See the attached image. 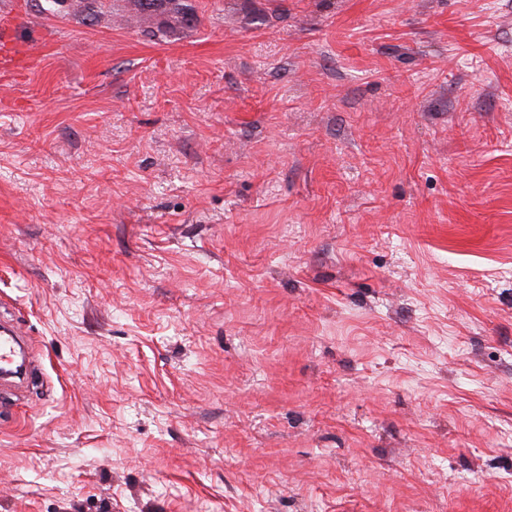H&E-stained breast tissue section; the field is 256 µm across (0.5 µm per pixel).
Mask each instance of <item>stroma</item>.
I'll list each match as a JSON object with an SVG mask.
<instances>
[{"mask_svg":"<svg viewBox=\"0 0 512 512\" xmlns=\"http://www.w3.org/2000/svg\"><path fill=\"white\" fill-rule=\"evenodd\" d=\"M0 0V512H512V0ZM34 7L42 15L65 17L79 13L84 23L94 25L110 12L112 0H34ZM16 336H22L18 327L11 331H5L3 324L0 329V371L1 375L6 370V366L17 355V348L19 346Z\"/></svg>","mask_w":512,"mask_h":512,"instance_id":"1","label":"stroma"}]
</instances>
